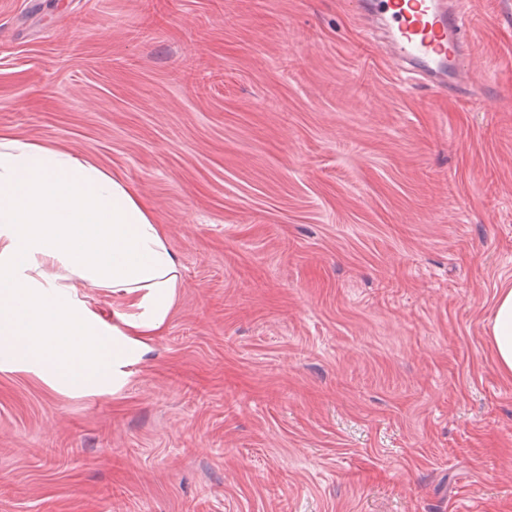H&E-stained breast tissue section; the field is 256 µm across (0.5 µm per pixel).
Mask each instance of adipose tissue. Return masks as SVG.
Masks as SVG:
<instances>
[{
    "label": "adipose tissue",
    "instance_id": "ef3b65f1",
    "mask_svg": "<svg viewBox=\"0 0 512 512\" xmlns=\"http://www.w3.org/2000/svg\"><path fill=\"white\" fill-rule=\"evenodd\" d=\"M180 263L152 211L89 158L0 136V371L67 394L120 393L167 327ZM112 297L104 315L90 289ZM512 374V289L491 315Z\"/></svg>",
    "mask_w": 512,
    "mask_h": 512
}]
</instances>
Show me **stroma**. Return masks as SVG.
<instances>
[{"instance_id":"obj_1","label":"stroma","mask_w":512,"mask_h":512,"mask_svg":"<svg viewBox=\"0 0 512 512\" xmlns=\"http://www.w3.org/2000/svg\"><path fill=\"white\" fill-rule=\"evenodd\" d=\"M468 91L364 0H0V133L83 155L184 286L117 395L0 371V512H512V0ZM491 338L498 368L512 374V289L496 296L491 315Z\"/></svg>"}]
</instances>
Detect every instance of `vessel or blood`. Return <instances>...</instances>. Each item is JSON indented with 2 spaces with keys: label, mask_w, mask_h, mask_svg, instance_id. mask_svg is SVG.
<instances>
[{
  "label": "vessel or blood",
  "mask_w": 512,
  "mask_h": 512,
  "mask_svg": "<svg viewBox=\"0 0 512 512\" xmlns=\"http://www.w3.org/2000/svg\"><path fill=\"white\" fill-rule=\"evenodd\" d=\"M378 21L390 30L398 66L451 92L467 83L469 28L461 0H380L364 16L365 36Z\"/></svg>",
  "instance_id": "1"
}]
</instances>
